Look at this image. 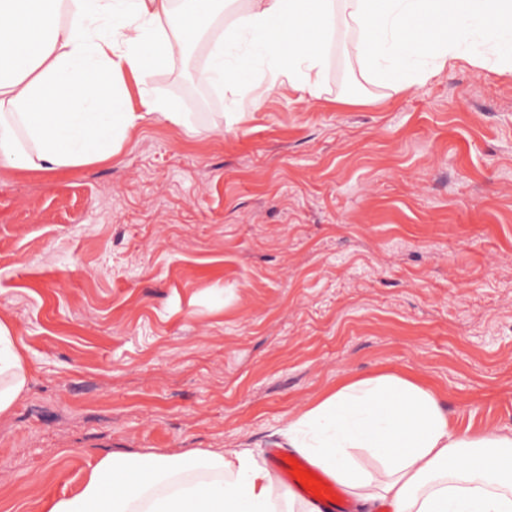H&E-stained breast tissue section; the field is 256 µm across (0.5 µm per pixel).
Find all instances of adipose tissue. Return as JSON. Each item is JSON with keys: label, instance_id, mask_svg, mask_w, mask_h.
I'll use <instances>...</instances> for the list:
<instances>
[{"label": "adipose tissue", "instance_id": "1", "mask_svg": "<svg viewBox=\"0 0 512 512\" xmlns=\"http://www.w3.org/2000/svg\"><path fill=\"white\" fill-rule=\"evenodd\" d=\"M0 0V167L52 172L110 159L146 116L191 128V116L153 92L159 68L185 59L215 19L233 22L201 71L238 89L239 113L289 83L317 92L325 48L343 44L377 79L424 82L470 51L512 71V0ZM140 87L141 111L125 77ZM28 369L0 318V414L23 395ZM287 447L331 474L374 512H512V429L457 433L436 394L395 372L337 382L288 419ZM362 449L374 468L355 457ZM272 472L250 449L103 456L81 491L45 512H283Z\"/></svg>", "mask_w": 512, "mask_h": 512}]
</instances>
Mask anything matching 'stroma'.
I'll list each match as a JSON object with an SVG mask.
<instances>
[{
	"mask_svg": "<svg viewBox=\"0 0 512 512\" xmlns=\"http://www.w3.org/2000/svg\"><path fill=\"white\" fill-rule=\"evenodd\" d=\"M208 44L111 159L0 167V316L29 366L0 414V512H44L108 453L280 440L336 380L400 370L458 431L512 427V72L402 90L339 44L322 87L246 116Z\"/></svg>",
	"mask_w": 512,
	"mask_h": 512,
	"instance_id": "35a3bbf8",
	"label": "stroma"
}]
</instances>
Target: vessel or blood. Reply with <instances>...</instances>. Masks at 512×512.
Instances as JSON below:
<instances>
[{"label": "vessel or blood", "mask_w": 512, "mask_h": 512, "mask_svg": "<svg viewBox=\"0 0 512 512\" xmlns=\"http://www.w3.org/2000/svg\"><path fill=\"white\" fill-rule=\"evenodd\" d=\"M268 463L278 478L295 493L308 500L317 512H352V503L321 473L312 472L314 480L320 486L319 491L307 489L298 481L297 472H311L309 464L302 458L276 448L270 452Z\"/></svg>", "instance_id": "obj_1"}]
</instances>
